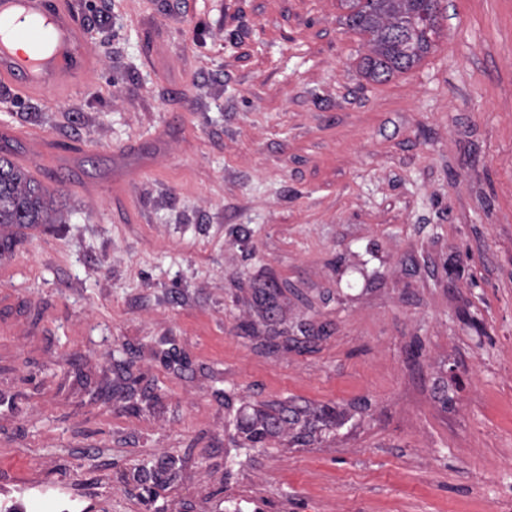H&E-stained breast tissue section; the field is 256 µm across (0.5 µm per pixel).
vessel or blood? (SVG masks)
Listing matches in <instances>:
<instances>
[{"mask_svg":"<svg viewBox=\"0 0 512 512\" xmlns=\"http://www.w3.org/2000/svg\"><path fill=\"white\" fill-rule=\"evenodd\" d=\"M94 56L67 0H0V89L61 93L92 73Z\"/></svg>","mask_w":512,"mask_h":512,"instance_id":"1","label":"vessel or blood"}]
</instances>
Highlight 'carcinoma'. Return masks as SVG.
I'll list each match as a JSON object with an SVG mask.
<instances>
[{
    "label": "carcinoma",
    "instance_id": "1",
    "mask_svg": "<svg viewBox=\"0 0 512 512\" xmlns=\"http://www.w3.org/2000/svg\"><path fill=\"white\" fill-rule=\"evenodd\" d=\"M349 13L347 26L368 37L369 54L362 59L366 77L388 80L417 65L432 47L438 33L440 0H342ZM16 146L0 143V257L15 242L4 229L26 224H61L63 216L54 208L50 191L16 168L9 159ZM312 428L294 410L289 417L264 416L247 426V439L256 447L270 435L294 426Z\"/></svg>",
    "mask_w": 512,
    "mask_h": 512
}]
</instances>
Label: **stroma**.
Instances as JSON below:
<instances>
[{
  "mask_svg": "<svg viewBox=\"0 0 512 512\" xmlns=\"http://www.w3.org/2000/svg\"><path fill=\"white\" fill-rule=\"evenodd\" d=\"M72 3L92 75L0 92L13 164L68 214L0 259V503L252 512L262 482L288 512H496L512 0H441L430 52L384 82L341 0ZM438 378L477 395L475 454L424 397ZM292 413L288 418L276 416H264L247 426V439L252 447L262 445L270 435L280 433L286 429H293L295 425H300V430L312 429V423L305 419L301 421L299 412L290 410Z\"/></svg>",
  "mask_w": 512,
  "mask_h": 512,
  "instance_id": "obj_1",
  "label": "stroma"
}]
</instances>
